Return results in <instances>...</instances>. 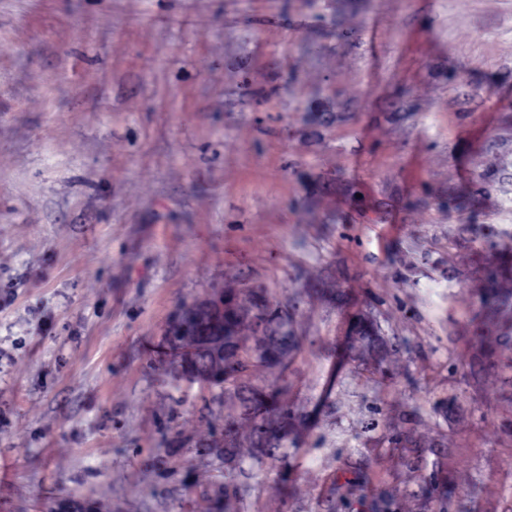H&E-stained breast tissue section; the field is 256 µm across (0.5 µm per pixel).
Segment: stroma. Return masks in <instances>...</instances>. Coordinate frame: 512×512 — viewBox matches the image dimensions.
<instances>
[{"label":"stroma","instance_id":"35a3bbf8","mask_svg":"<svg viewBox=\"0 0 512 512\" xmlns=\"http://www.w3.org/2000/svg\"><path fill=\"white\" fill-rule=\"evenodd\" d=\"M511 245L512 0H0V512H512ZM221 288L287 461L163 351ZM268 394L267 396L270 399L271 405H272V413H275L279 416L280 422L283 427L285 428H291L297 421H300L303 417V414L292 410L288 407H283L278 405V396L281 395L280 389L278 386L274 383L272 385H269Z\"/></svg>","mask_w":512,"mask_h":512}]
</instances>
